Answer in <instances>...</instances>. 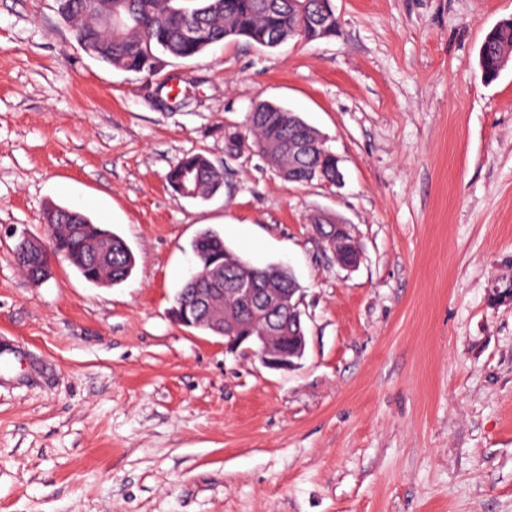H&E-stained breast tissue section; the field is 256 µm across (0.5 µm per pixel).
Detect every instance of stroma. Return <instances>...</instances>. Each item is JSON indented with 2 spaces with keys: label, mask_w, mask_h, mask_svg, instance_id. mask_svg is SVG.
<instances>
[{
  "label": "stroma",
  "mask_w": 512,
  "mask_h": 512,
  "mask_svg": "<svg viewBox=\"0 0 512 512\" xmlns=\"http://www.w3.org/2000/svg\"><path fill=\"white\" fill-rule=\"evenodd\" d=\"M332 5L331 37L150 78L88 56L55 0H0V512H512V63L478 65L512 0ZM262 101L324 134L339 182L228 150ZM194 153L224 168L205 201L166 182ZM50 203L120 235L131 276L30 281L12 249ZM206 228L294 272L295 369L171 318Z\"/></svg>",
  "instance_id": "obj_1"
}]
</instances>
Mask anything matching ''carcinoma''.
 <instances>
[{"label":"carcinoma","mask_w":512,"mask_h":512,"mask_svg":"<svg viewBox=\"0 0 512 512\" xmlns=\"http://www.w3.org/2000/svg\"><path fill=\"white\" fill-rule=\"evenodd\" d=\"M112 0V10L121 15L119 25L108 31L101 23L105 0H56L57 12L73 28L99 61L119 70L157 74L161 56L194 58L208 48L241 38L268 48L287 40L312 42L332 36L336 23H315L317 0ZM512 57V23L503 24L485 36L479 49V66L488 84L504 69L503 59ZM251 138L255 151L288 177V167L296 166L313 174L323 171L336 182V156L325 143L311 140L306 153L294 150L296 142L310 137L297 115L279 105L262 102L255 106L246 133H225L230 146H240ZM174 193L186 190L206 198L224 185L223 170L202 154H190L174 165L166 176ZM51 251L77 259L76 269L91 283L107 280L115 285L125 281L135 267V257L126 242L102 224L93 223L84 213L50 204L43 214ZM112 245V261L96 263L87 258L91 242ZM197 266L205 268L217 258L224 263V276L216 282L188 278L176 294L171 310H183L194 288H231L247 275L261 285L267 281L288 287L273 265L258 267L224 244L215 231H201L192 242Z\"/></svg>","instance_id":"obj_1"}]
</instances>
